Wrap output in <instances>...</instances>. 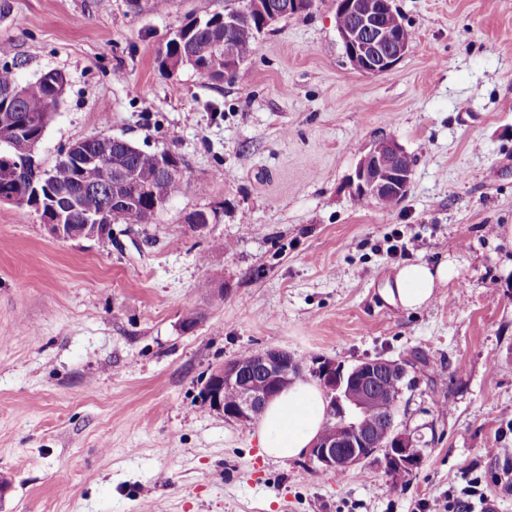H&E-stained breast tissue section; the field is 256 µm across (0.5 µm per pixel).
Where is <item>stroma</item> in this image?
I'll list each match as a JSON object with an SVG mask.
<instances>
[{
  "mask_svg": "<svg viewBox=\"0 0 512 512\" xmlns=\"http://www.w3.org/2000/svg\"><path fill=\"white\" fill-rule=\"evenodd\" d=\"M241 5L0 12V67L68 77L44 165L106 134L177 154L186 179L109 241L53 239L34 208L0 203V512H423L471 487L512 512V0H394L414 40L377 76L349 64L336 0L260 33L237 81L162 66L180 26ZM383 138L413 165L391 210L349 188ZM197 210L205 227L186 221ZM396 235L406 256L387 252ZM445 260L427 307L384 299L403 262ZM270 347L307 371L416 360L396 416L422 450L412 475L276 461L258 422L205 409L212 366Z\"/></svg>",
  "mask_w": 512,
  "mask_h": 512,
  "instance_id": "stroma-1",
  "label": "stroma"
}]
</instances>
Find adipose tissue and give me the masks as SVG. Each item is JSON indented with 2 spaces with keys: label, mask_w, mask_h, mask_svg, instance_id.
Here are the masks:
<instances>
[{
  "label": "adipose tissue",
  "mask_w": 512,
  "mask_h": 512,
  "mask_svg": "<svg viewBox=\"0 0 512 512\" xmlns=\"http://www.w3.org/2000/svg\"><path fill=\"white\" fill-rule=\"evenodd\" d=\"M451 278L447 263L432 266L425 262L400 268L385 291L388 302L407 310L427 305L435 291ZM328 401L312 382L296 381L271 400L261 416L260 447L275 460H288L302 454L320 433Z\"/></svg>",
  "instance_id": "obj_1"
}]
</instances>
